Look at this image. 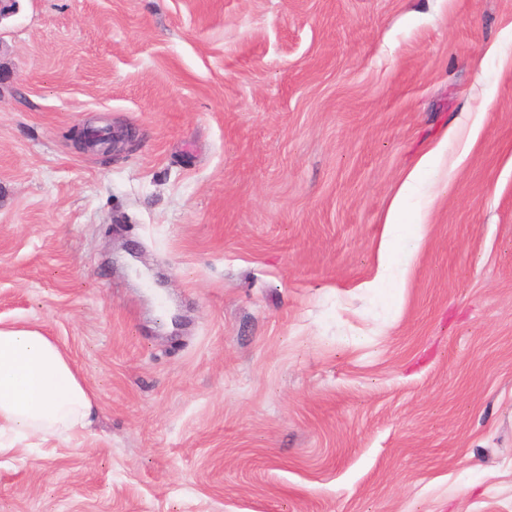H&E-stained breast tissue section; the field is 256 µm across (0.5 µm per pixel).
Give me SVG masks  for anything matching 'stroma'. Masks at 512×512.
<instances>
[{"label": "stroma", "instance_id": "1", "mask_svg": "<svg viewBox=\"0 0 512 512\" xmlns=\"http://www.w3.org/2000/svg\"><path fill=\"white\" fill-rule=\"evenodd\" d=\"M0 321L99 404L0 512H512V0H20ZM443 147L435 148L424 154L416 166L408 173L400 185L388 211L385 221L389 229L388 238L383 242L388 266H396L399 273L405 272L412 254L423 239L425 221L406 224L405 202L409 195L420 187L425 173L433 171L439 163Z\"/></svg>", "mask_w": 512, "mask_h": 512}]
</instances>
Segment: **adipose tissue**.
Returning <instances> with one entry per match:
<instances>
[{"instance_id":"ef3b65f1","label":"adipose tissue","mask_w":512,"mask_h":512,"mask_svg":"<svg viewBox=\"0 0 512 512\" xmlns=\"http://www.w3.org/2000/svg\"><path fill=\"white\" fill-rule=\"evenodd\" d=\"M442 148L424 154L400 185L385 221L388 265L405 271L423 239L424 224L407 223L405 202L433 171ZM97 413L95 395L70 358L41 330L0 326V454L31 440L68 442L89 429Z\"/></svg>"}]
</instances>
